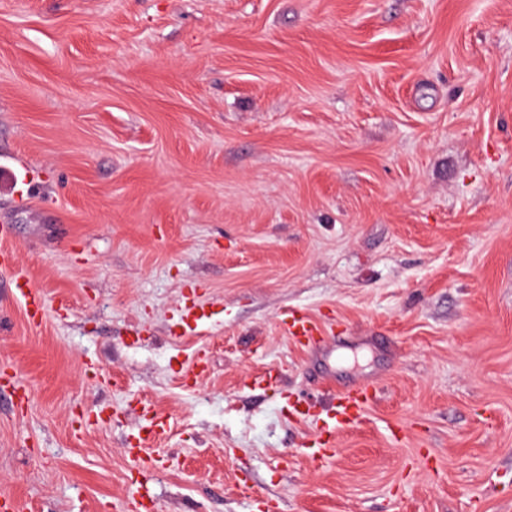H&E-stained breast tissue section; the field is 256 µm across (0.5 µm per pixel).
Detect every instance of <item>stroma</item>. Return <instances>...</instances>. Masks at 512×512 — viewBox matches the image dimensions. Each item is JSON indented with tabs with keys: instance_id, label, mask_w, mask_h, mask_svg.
I'll return each mask as SVG.
<instances>
[{
	"instance_id": "1",
	"label": "stroma",
	"mask_w": 512,
	"mask_h": 512,
	"mask_svg": "<svg viewBox=\"0 0 512 512\" xmlns=\"http://www.w3.org/2000/svg\"><path fill=\"white\" fill-rule=\"evenodd\" d=\"M1 224L25 512H512V0H0ZM14 294L23 301L28 319L35 323L48 317L49 311L40 291L22 274H18L13 282ZM286 326L288 334L302 342L311 352L317 353L321 357L329 355L326 337L307 315L297 312L288 314ZM374 393L375 387L365 382L347 389L334 390L332 397L334 413L324 420L325 431L331 435L335 433L336 427L354 424ZM164 434V422L159 421V418L153 417L147 426H142L137 432L136 440L138 443L134 445L135 448H128L133 463L137 465L142 460L143 449Z\"/></svg>"
}]
</instances>
